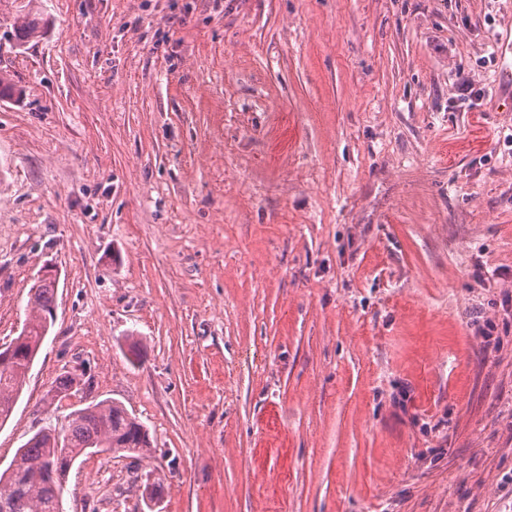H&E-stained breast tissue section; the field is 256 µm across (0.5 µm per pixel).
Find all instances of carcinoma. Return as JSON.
<instances>
[{
    "label": "carcinoma",
    "instance_id": "1",
    "mask_svg": "<svg viewBox=\"0 0 512 512\" xmlns=\"http://www.w3.org/2000/svg\"><path fill=\"white\" fill-rule=\"evenodd\" d=\"M48 27L43 18L25 14L17 18L9 39L21 48L41 36ZM55 285L41 280L30 289V319L22 330L27 342L15 351L16 362L0 368V424L6 422L19 396L24 372L40 350L46 329L45 317L55 308ZM86 370L64 372L47 392L55 401L74 389H91ZM147 428L117 401H99L72 411L62 428L61 440L55 431L42 429L20 448L7 468L0 470V512H56L55 501L65 478L81 457L95 453L129 455L137 458L152 453Z\"/></svg>",
    "mask_w": 512,
    "mask_h": 512
}]
</instances>
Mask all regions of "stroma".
I'll list each match as a JSON object with an SVG mask.
<instances>
[{
  "label": "stroma",
  "mask_w": 512,
  "mask_h": 512,
  "mask_svg": "<svg viewBox=\"0 0 512 512\" xmlns=\"http://www.w3.org/2000/svg\"><path fill=\"white\" fill-rule=\"evenodd\" d=\"M25 6L0 347L58 285L0 469L115 400L156 447L84 456L63 512H512V0H0V32ZM48 22L42 17L25 14L22 18H17L11 32L7 33L9 39L14 41L16 47H24L33 38L41 36L47 29ZM91 378L87 376V372L85 369L81 370L80 374L75 371H66L64 372L60 378L56 381L55 385L47 392L48 400L50 403L54 402L56 399H61L63 393L74 388L75 391L81 390H91ZM81 387V388H80Z\"/></svg>",
  "instance_id": "35a3bbf8"
}]
</instances>
